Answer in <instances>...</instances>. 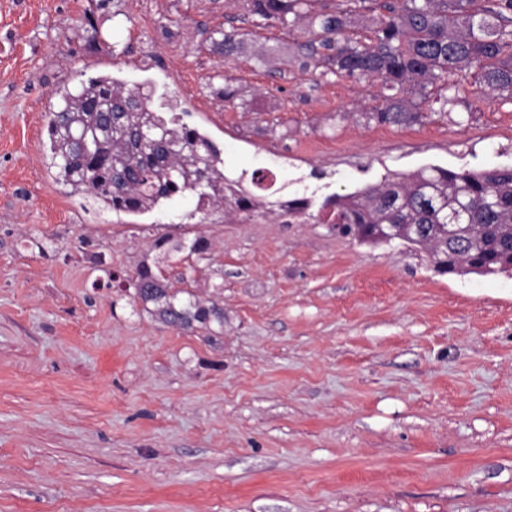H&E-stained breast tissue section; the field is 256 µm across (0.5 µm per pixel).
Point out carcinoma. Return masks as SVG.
Returning a JSON list of instances; mask_svg holds the SVG:
<instances>
[{"mask_svg": "<svg viewBox=\"0 0 512 512\" xmlns=\"http://www.w3.org/2000/svg\"><path fill=\"white\" fill-rule=\"evenodd\" d=\"M249 14L265 24L290 27L308 18L317 43L298 46L301 66L324 73L381 81L390 91L366 113L378 124L413 126L425 118L420 105L429 87L448 84L466 68L475 69L480 88L512 100V0H490L484 10L475 0H392L375 22L374 36L354 41L353 0H245ZM217 51L231 55L243 44L236 28L220 30ZM49 112L47 135L57 178L100 208L143 215L159 207L197 198L205 213L224 207V160L216 144L198 127L181 121L166 99L154 102L149 83L91 76L58 92ZM112 107V123L103 109ZM150 133L148 144L139 131ZM322 208L331 223L361 243L380 244L387 224H408L401 244L410 253L426 252L439 273L467 275L476 265L492 275L512 271V167L455 171L439 166L411 174L394 173L354 193L334 194ZM166 252L205 256L209 239L155 240ZM134 299L152 304L165 324L180 330L224 328L221 300L203 302L177 289L160 270L141 264L134 275L109 273Z\"/></svg>", "mask_w": 512, "mask_h": 512, "instance_id": "1", "label": "carcinoma"}]
</instances>
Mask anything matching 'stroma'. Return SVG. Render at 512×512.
Returning a JSON list of instances; mask_svg holds the SVG:
<instances>
[{
    "label": "stroma",
    "mask_w": 512,
    "mask_h": 512,
    "mask_svg": "<svg viewBox=\"0 0 512 512\" xmlns=\"http://www.w3.org/2000/svg\"><path fill=\"white\" fill-rule=\"evenodd\" d=\"M233 27L240 52H212ZM312 38L242 0H0V512H512V276L440 274L314 214L101 212L49 166L56 89L110 73L178 100L227 176L275 164L317 206L512 167V101L473 70L451 110L380 125L381 82L300 68ZM199 233L203 257L153 246ZM144 263L222 298L218 342L106 287Z\"/></svg>",
    "instance_id": "obj_1"
}]
</instances>
